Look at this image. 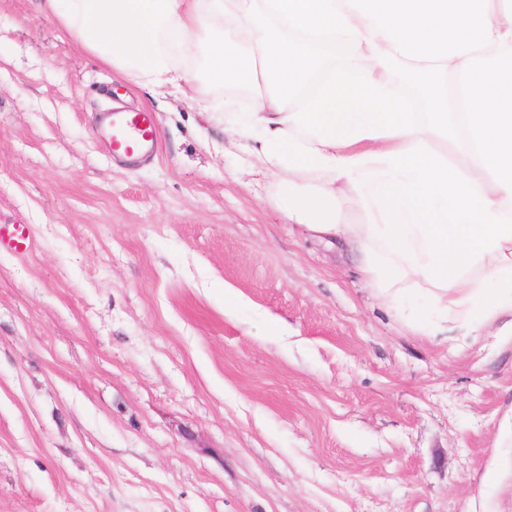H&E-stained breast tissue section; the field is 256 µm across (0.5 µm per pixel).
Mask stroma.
<instances>
[{"label": "stroma", "mask_w": 512, "mask_h": 512, "mask_svg": "<svg viewBox=\"0 0 512 512\" xmlns=\"http://www.w3.org/2000/svg\"><path fill=\"white\" fill-rule=\"evenodd\" d=\"M246 149L0 0V224L33 236L0 251V512H512V335L426 334ZM105 124L113 157L153 158L158 149V127L151 112L111 109Z\"/></svg>", "instance_id": "stroma-1"}]
</instances>
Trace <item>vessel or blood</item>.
<instances>
[{
    "label": "vessel or blood",
    "instance_id": "obj_1",
    "mask_svg": "<svg viewBox=\"0 0 512 512\" xmlns=\"http://www.w3.org/2000/svg\"><path fill=\"white\" fill-rule=\"evenodd\" d=\"M113 156L128 159L153 158L158 149V127L152 113L108 110L104 118ZM31 240L22 224H0V250L24 252Z\"/></svg>",
    "mask_w": 512,
    "mask_h": 512
}]
</instances>
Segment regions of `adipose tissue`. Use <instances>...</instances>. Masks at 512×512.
<instances>
[{
    "label": "adipose tissue",
    "instance_id": "1",
    "mask_svg": "<svg viewBox=\"0 0 512 512\" xmlns=\"http://www.w3.org/2000/svg\"><path fill=\"white\" fill-rule=\"evenodd\" d=\"M112 68L206 104L279 177L289 223L345 243L393 303L425 285L440 318L512 330V0H42ZM342 47L340 59L327 53ZM424 92L410 111L400 73ZM309 91L300 86L308 76ZM361 224L345 222L343 196Z\"/></svg>",
    "mask_w": 512,
    "mask_h": 512
}]
</instances>
